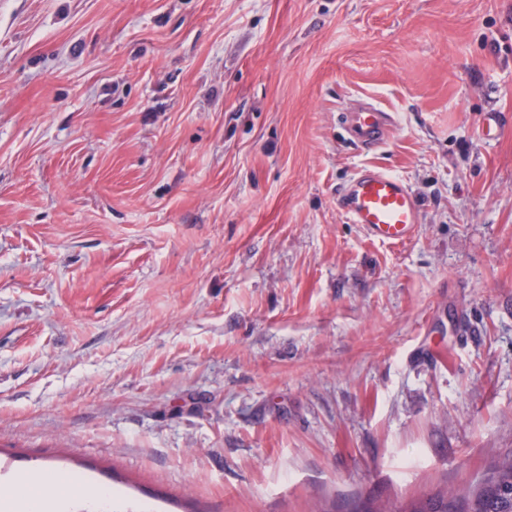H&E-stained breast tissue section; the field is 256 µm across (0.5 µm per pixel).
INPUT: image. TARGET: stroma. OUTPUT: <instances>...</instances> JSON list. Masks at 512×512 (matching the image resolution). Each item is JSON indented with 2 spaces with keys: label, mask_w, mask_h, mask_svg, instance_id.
Masks as SVG:
<instances>
[{
  "label": "stroma",
  "mask_w": 512,
  "mask_h": 512,
  "mask_svg": "<svg viewBox=\"0 0 512 512\" xmlns=\"http://www.w3.org/2000/svg\"><path fill=\"white\" fill-rule=\"evenodd\" d=\"M510 453L512 0H0L1 476L350 512ZM345 122L350 140L363 150H372L384 143L395 118L391 112L366 102L356 112H348ZM342 209L378 242L401 245L420 224L419 204L399 177L377 166L360 168L339 192Z\"/></svg>",
  "instance_id": "stroma-1"
}]
</instances>
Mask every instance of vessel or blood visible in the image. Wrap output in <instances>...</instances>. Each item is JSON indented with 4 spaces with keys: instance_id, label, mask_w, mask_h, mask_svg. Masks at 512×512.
<instances>
[{
    "instance_id": "1",
    "label": "vessel or blood",
    "mask_w": 512,
    "mask_h": 512,
    "mask_svg": "<svg viewBox=\"0 0 512 512\" xmlns=\"http://www.w3.org/2000/svg\"><path fill=\"white\" fill-rule=\"evenodd\" d=\"M346 124L351 141L372 150L384 143L395 118L367 102L347 114ZM339 201L351 222L362 225L378 242L404 244L413 238L420 222L419 204L407 184L377 166L360 168L341 188Z\"/></svg>"
}]
</instances>
